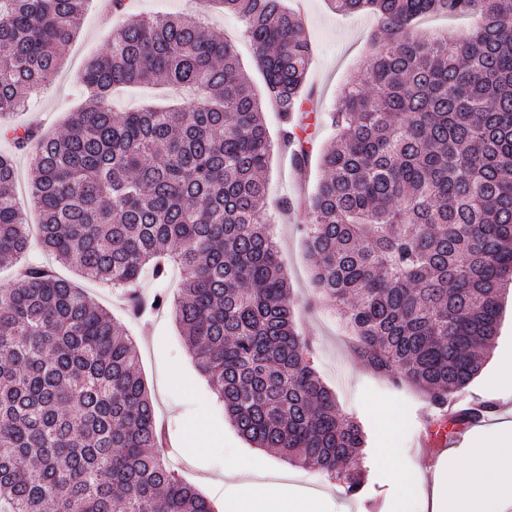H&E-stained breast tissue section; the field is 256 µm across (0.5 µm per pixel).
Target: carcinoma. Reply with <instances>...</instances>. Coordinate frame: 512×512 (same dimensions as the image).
Segmentation results:
<instances>
[{"mask_svg": "<svg viewBox=\"0 0 512 512\" xmlns=\"http://www.w3.org/2000/svg\"><path fill=\"white\" fill-rule=\"evenodd\" d=\"M89 0H0V138L30 154L37 246L127 297L135 318L171 309L195 366L254 447L363 493V427L321 380L292 320L264 221L273 148L311 163L303 137L312 47L288 0H206L237 15L281 114L279 142L234 46L200 18L120 25L82 72L88 97L61 134L12 118L60 69ZM377 20L364 77L327 115L302 235L319 299L378 375L440 410L480 371L512 285V0H328ZM478 19L430 39L420 18ZM198 93L189 107L116 112L112 91ZM0 155V503L5 512H215L157 448L134 342L108 311L23 262L32 247ZM186 271L172 303L141 279Z\"/></svg>", "mask_w": 512, "mask_h": 512, "instance_id": "carcinoma-1", "label": "carcinoma"}]
</instances>
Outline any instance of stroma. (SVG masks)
Wrapping results in <instances>:
<instances>
[{
    "instance_id": "stroma-1",
    "label": "stroma",
    "mask_w": 512,
    "mask_h": 512,
    "mask_svg": "<svg viewBox=\"0 0 512 512\" xmlns=\"http://www.w3.org/2000/svg\"><path fill=\"white\" fill-rule=\"evenodd\" d=\"M122 13H111L108 0H90L77 37L64 48L59 73L31 98L30 111L15 114L24 123L41 116L47 129L60 132L84 99L79 75L92 56L107 52L113 30L136 17H164L191 14L205 17L215 33L236 44L245 72L256 90H263V78L254 64L252 50L242 34L240 19L222 13L204 0H124ZM302 23L313 47L306 87L313 93L312 113L332 109L347 82L360 74L371 52L370 33L375 20L370 14L344 16L332 11L326 0H297ZM318 177L310 168L299 178L288 151L274 149L267 173L268 206L265 222L278 244L283 273L296 301L297 330L313 341L315 366L324 382L336 393L341 412L356 418L367 435V448L360 460L367 470L369 489L349 497L336 482L313 468L285 462L266 453L262 471L247 474L256 483L288 484L299 493L319 500V512H398L397 488L390 471L413 472L424 462L416 436L429 419L426 398L413 385H393L372 372L357 358L351 337L328 303L313 304L314 288L310 260L300 228L306 222L302 199ZM63 278L83 288L100 306L108 309L135 341L139 366L155 399L156 418L164 432L165 454H176L179 474L223 512L224 495L214 483L224 477V465L257 455L233 428L207 381L196 370L179 330L168 312L156 313L148 324L131 320L122 302L98 282L82 278L71 266L57 264ZM512 354V294L504 310L495 347L481 371L466 389L467 394L491 400L488 378L501 359ZM397 449L395 460H387L386 449Z\"/></svg>"
}]
</instances>
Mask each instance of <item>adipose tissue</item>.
I'll list each match as a JSON object with an SVG mask.
<instances>
[{"label":"adipose tissue","mask_w":512,"mask_h":512,"mask_svg":"<svg viewBox=\"0 0 512 512\" xmlns=\"http://www.w3.org/2000/svg\"><path fill=\"white\" fill-rule=\"evenodd\" d=\"M432 482V512H500V501L512 496V430L476 441L465 465L435 468L432 479L420 473L398 476L400 512H409L417 487ZM313 501L295 497L288 486L248 485L226 512H314Z\"/></svg>","instance_id":"adipose-tissue-1"}]
</instances>
